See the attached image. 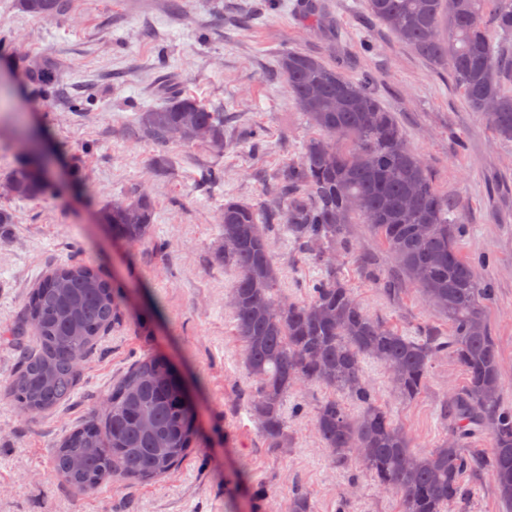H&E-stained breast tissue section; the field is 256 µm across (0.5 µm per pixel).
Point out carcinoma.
Masks as SVG:
<instances>
[{
    "mask_svg": "<svg viewBox=\"0 0 512 512\" xmlns=\"http://www.w3.org/2000/svg\"><path fill=\"white\" fill-rule=\"evenodd\" d=\"M36 19L53 18L69 0H18ZM366 12L448 78L467 106L512 139V0H363ZM501 41L494 42V36ZM278 72L316 130L298 160L276 176L272 207L224 203L216 258L238 279L231 295L246 373L256 381L250 409L270 448L284 447V403L301 385L329 395L314 425L336 466L355 464L399 497L401 512H466L465 475L488 471L500 499L512 505V409L502 400L500 354L485 308L494 288L457 249L462 213L439 193L422 159L406 142L392 113L371 90L301 49L283 52ZM144 137L164 146L178 140L224 152V113L172 93L164 105L138 111ZM7 183L19 200L40 196L49 171L34 161L16 166ZM154 204L145 193L113 203L103 220L130 243L149 236ZM357 218L387 245L405 279L448 320L442 338L425 329L405 336L367 312L340 280L332 256L352 252L347 225ZM288 232L314 252L322 275L307 299L278 297L271 229ZM112 283L94 267H54L33 289L24 322L9 341L18 353L6 394L22 414L69 400L78 383L77 360L112 326ZM449 354L467 373L466 388L444 407L452 433L439 446L416 451L404 430L376 401L364 361L382 363L406 400L424 390L435 357ZM357 407L350 412L347 403ZM488 427L490 448L475 454L472 437ZM193 407L162 355L135 361L112 387L97 417L69 432L55 450V475L81 494L119 478L144 481L173 471L196 437Z\"/></svg>",
    "mask_w": 512,
    "mask_h": 512,
    "instance_id": "carcinoma-1",
    "label": "carcinoma"
}]
</instances>
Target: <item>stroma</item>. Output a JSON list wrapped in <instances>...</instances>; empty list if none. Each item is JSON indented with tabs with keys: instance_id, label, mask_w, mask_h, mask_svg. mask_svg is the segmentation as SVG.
<instances>
[{
	"instance_id": "35a3bbf8",
	"label": "stroma",
	"mask_w": 512,
	"mask_h": 512,
	"mask_svg": "<svg viewBox=\"0 0 512 512\" xmlns=\"http://www.w3.org/2000/svg\"><path fill=\"white\" fill-rule=\"evenodd\" d=\"M299 2L70 0L63 14L38 20L17 0H0V183L25 160L29 137L54 160L41 197L0 194V208L14 214L0 234V382L16 367L3 333L51 266L90 264L123 299L111 329L80 363L68 402L24 415L0 395V512H289L298 491L311 512H399L394 493L365 472L337 467L322 447L313 415L325 389L309 385L288 395L281 448L267 446L246 401L255 382L228 306L236 273L215 251L225 201L273 205L276 172L313 133L277 71L279 55L290 49L349 78L370 76L437 189L462 205L458 247L494 288L486 315L501 356L503 401L512 408V140L499 139L447 72L371 19L362 0H318L325 19L318 27ZM44 62L56 93L27 77ZM165 86L223 110V153L175 142L159 147L140 135L134 116L163 105ZM253 129L263 136L257 150L246 139ZM209 172L220 184L206 180ZM141 192L155 206L150 238H114L103 212ZM348 232L355 254L337 272L360 305L403 333L426 326L447 334V321L398 274L367 225ZM271 240L281 295L307 299L321 268L289 234L275 231ZM376 272L392 280L396 294L374 284ZM147 354L166 355L193 394L199 430L186 460L158 480L116 479L91 494L66 488L54 477V444L97 415L113 383ZM365 368L380 405L415 449L447 437L443 405L467 383L455 359L438 356L411 401L381 365Z\"/></svg>"
}]
</instances>
